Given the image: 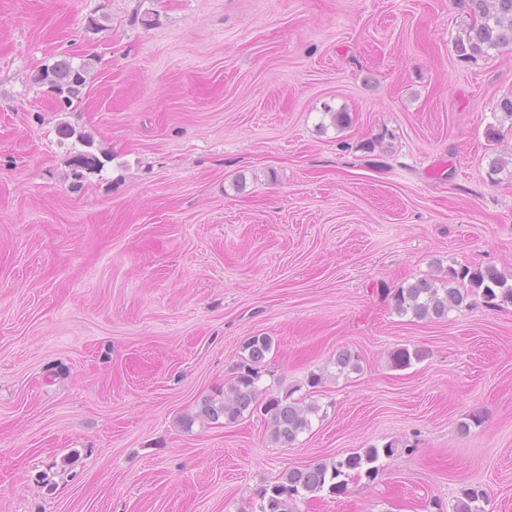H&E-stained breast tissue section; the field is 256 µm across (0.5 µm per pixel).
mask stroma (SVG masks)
<instances>
[{"label":"stroma","instance_id":"35a3bbf8","mask_svg":"<svg viewBox=\"0 0 512 512\" xmlns=\"http://www.w3.org/2000/svg\"><path fill=\"white\" fill-rule=\"evenodd\" d=\"M469 20L463 0H0V512H255L284 469L388 443L375 481L300 512H437L466 486L512 512V306L430 321L381 298L451 266L512 276V177L486 175L512 130L485 136L512 53L460 60ZM63 57L93 61L64 112L35 81ZM62 124L102 158L78 182ZM262 334L261 387L321 407L288 448L256 414L194 417ZM400 348L426 355L397 368Z\"/></svg>","mask_w":512,"mask_h":512}]
</instances>
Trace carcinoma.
Masks as SVG:
<instances>
[{
  "mask_svg": "<svg viewBox=\"0 0 512 512\" xmlns=\"http://www.w3.org/2000/svg\"><path fill=\"white\" fill-rule=\"evenodd\" d=\"M472 21L462 35L454 41L457 57L469 60L490 57L493 54L512 50V0H470ZM91 69L90 60L79 64L70 60H59L44 67L35 81L46 84L56 94L63 108L70 107L86 93ZM498 108L502 116L486 126L485 135L490 142L501 136V121H512V97L503 98ZM59 135L68 139L77 136L84 149L71 157L72 176L83 177V171L102 166L97 155L89 151L93 138L86 133L75 134V130L64 125ZM382 298L390 300L393 310L400 316H411L418 320H440L454 310L472 305V298L479 297L485 307L498 309L512 304V283L504 274L492 266L463 265L450 267L437 279L422 278L405 287L381 289ZM273 338L267 335L249 337L244 345V357L237 366L236 376L224 387V391L205 397L198 404L195 417L217 422L221 419L234 423L245 415L259 413L267 423L269 441L281 448L295 444L299 436L310 430L312 419L318 416L320 406L296 398V390L285 389L274 392L261 389L258 383L266 357L273 349ZM420 349L407 348L391 352L390 361L395 367H404L413 360H421ZM336 375L360 369L359 356L349 350H341L334 360ZM393 445L381 448L371 445L360 451L332 461H317L301 467L287 468L277 481L259 492L258 512H299L298 504L310 498L328 493L341 495L347 490L346 478L350 475L365 476L374 480L379 475L377 462L381 456L394 454ZM487 493L478 486L464 488L452 504V512H487Z\"/></svg>",
  "mask_w": 512,
  "mask_h": 512,
  "instance_id": "obj_1",
  "label": "carcinoma"
}]
</instances>
